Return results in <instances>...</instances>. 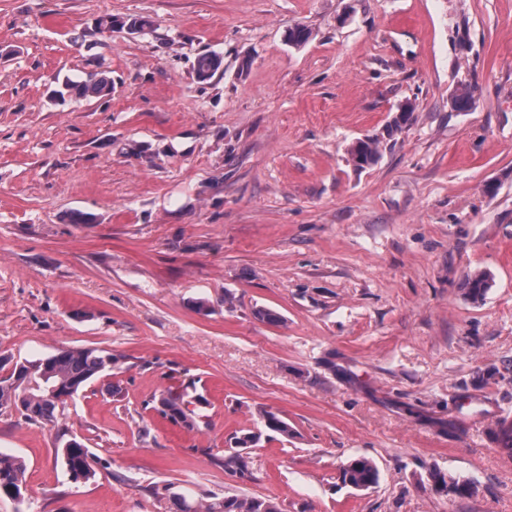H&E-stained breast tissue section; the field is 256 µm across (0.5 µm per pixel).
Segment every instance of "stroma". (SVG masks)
Listing matches in <instances>:
<instances>
[{
  "label": "stroma",
  "instance_id": "35a3bbf8",
  "mask_svg": "<svg viewBox=\"0 0 512 512\" xmlns=\"http://www.w3.org/2000/svg\"><path fill=\"white\" fill-rule=\"evenodd\" d=\"M103 15L153 27L102 34ZM206 52L222 66L202 82ZM99 68L110 97L57 98ZM366 138L380 156L359 169ZM64 347L116 362L55 426L0 415V453L26 463L0 512H169L175 493L512 512L494 439L512 419V0H0V354ZM182 383L203 398L192 428L150 406ZM258 429L237 474L233 438ZM65 436L94 480L71 481ZM360 456L366 490L340 477ZM353 164L364 169L375 164L379 158V142L374 139L357 141L350 149ZM68 443L69 440L65 441L61 448H56V456H61L71 480L88 482L96 474L93 466V454L81 441H77L74 445ZM341 476L346 485L357 490H363L378 483L379 471L373 460L359 457L342 466Z\"/></svg>",
  "mask_w": 512,
  "mask_h": 512
}]
</instances>
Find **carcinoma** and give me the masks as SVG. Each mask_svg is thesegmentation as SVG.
<instances>
[{"instance_id": "carcinoma-1", "label": "carcinoma", "mask_w": 512, "mask_h": 512, "mask_svg": "<svg viewBox=\"0 0 512 512\" xmlns=\"http://www.w3.org/2000/svg\"><path fill=\"white\" fill-rule=\"evenodd\" d=\"M126 26L140 31L150 27L146 18L117 19L111 15L103 16L97 22L100 31L110 33L116 26ZM221 59L210 53L196 57L194 73L200 81H206L220 69ZM60 98L67 96L76 99H103L112 95V77L104 72L90 74L79 82L65 84V90L58 92ZM477 101L476 90L471 86H463L452 97V107L458 111H467ZM353 164L364 169L375 164L379 158V142L374 139L357 141L350 149ZM489 287V276L475 273L467 277V294L478 300L483 297ZM115 358L111 353L95 348L69 347L43 359L25 360L20 362L23 376L36 383L30 389V395L23 403L19 414L33 425L46 427L58 422L60 403L63 398L78 393L96 378L112 370ZM16 372L7 376L0 375V411L18 405L20 388L15 385ZM153 409L164 419L178 424L193 426L195 397L187 391V386H170L153 397ZM264 426L286 438L294 433L288 422L275 413H262ZM498 440L501 451L512 458V421L503 418L499 421ZM56 455L62 458L71 480L87 482L95 477L93 454L87 446L78 441L74 445L63 443L56 449ZM25 464L16 457L0 454V498L14 499L16 494H24ZM342 480L350 487L363 490L375 486L379 480V471L374 461L359 457L348 461L341 468ZM436 482L445 486L448 495L455 498H466L472 494V487H464L455 479L445 480L434 475ZM171 512H281L279 504L262 497L239 498L226 496L213 501H197L185 495L171 497Z\"/></svg>"}]
</instances>
